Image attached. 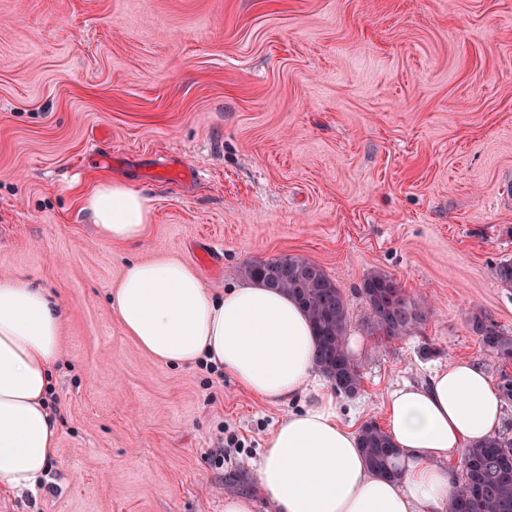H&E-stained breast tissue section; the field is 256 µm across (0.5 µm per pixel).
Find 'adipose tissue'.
<instances>
[{
    "mask_svg": "<svg viewBox=\"0 0 512 512\" xmlns=\"http://www.w3.org/2000/svg\"><path fill=\"white\" fill-rule=\"evenodd\" d=\"M92 225L117 245L142 240L148 199L119 176L82 197ZM126 334L156 361L204 360L272 403L301 406L269 433L256 466L275 512H446L451 468L474 442L498 433L502 402L476 364L455 360L428 384L389 395L387 429L401 476L375 474L318 374L311 324L287 294L257 284L214 294L175 259L130 264L110 293ZM62 314L54 297L23 279L0 280V486L36 492L57 452L60 427L47 404L61 359Z\"/></svg>",
    "mask_w": 512,
    "mask_h": 512,
    "instance_id": "obj_1",
    "label": "adipose tissue"
}]
</instances>
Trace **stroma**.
I'll list each match as a JSON object with an SVG mask.
<instances>
[{
  "label": "stroma",
  "mask_w": 512,
  "mask_h": 512,
  "mask_svg": "<svg viewBox=\"0 0 512 512\" xmlns=\"http://www.w3.org/2000/svg\"><path fill=\"white\" fill-rule=\"evenodd\" d=\"M101 173L149 199L141 241L93 230ZM511 182L512 0H0V279L65 311L58 462L0 512H224L228 493L273 512L255 466L291 404L142 350L108 303L134 261L216 291L256 260L320 265L347 300L357 427L450 361L497 379L469 319L512 335ZM374 273L424 311L411 335L372 333Z\"/></svg>",
  "instance_id": "obj_1"
}]
</instances>
